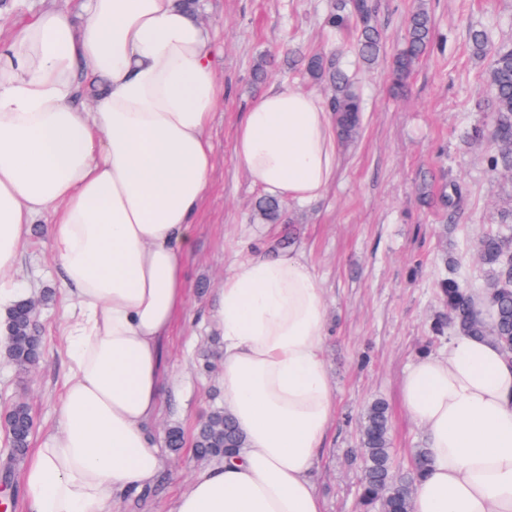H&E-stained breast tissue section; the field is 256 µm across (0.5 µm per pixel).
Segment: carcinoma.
<instances>
[{"label": "carcinoma", "mask_w": 512, "mask_h": 512, "mask_svg": "<svg viewBox=\"0 0 512 512\" xmlns=\"http://www.w3.org/2000/svg\"><path fill=\"white\" fill-rule=\"evenodd\" d=\"M357 25V46L366 63L374 62L384 42V32L375 20V8L370 0H336V12L327 24L338 31ZM433 45L431 17L421 2L410 14L403 47L393 60L390 70L392 85L402 89L415 64ZM307 69L316 78H326L333 87L329 111L335 113L339 137L350 141L361 129V103L352 87L348 72L339 58L314 56ZM493 93L494 107L487 128L473 131V136L487 138L490 150L485 156L489 169L512 172V45L502 44L492 55L487 71ZM477 263L487 275L474 283L461 284L456 268L438 282L439 296L448 308V316L435 321L432 335L442 338L450 333L474 337H491L509 355L512 353V226L488 229L477 238ZM5 355L11 363L26 369L38 364L45 355L43 336L31 322V313L24 300L16 302L4 320ZM12 448L6 462L4 481L11 482L12 462L22 458L29 446L34 422L23 404L12 407L4 418ZM193 446L207 458H222L241 447V439L224 410L216 409L197 430ZM359 448L364 464L358 507L360 512H411L410 500L415 483L425 463L427 451L420 448L414 467L399 472L393 465L386 404L372 402L359 430Z\"/></svg>", "instance_id": "cac0c4a2"}]
</instances>
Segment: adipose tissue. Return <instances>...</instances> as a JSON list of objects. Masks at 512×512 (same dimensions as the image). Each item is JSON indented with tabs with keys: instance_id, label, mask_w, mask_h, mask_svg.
I'll return each instance as SVG.
<instances>
[{
	"instance_id": "adipose-tissue-1",
	"label": "adipose tissue",
	"mask_w": 512,
	"mask_h": 512,
	"mask_svg": "<svg viewBox=\"0 0 512 512\" xmlns=\"http://www.w3.org/2000/svg\"><path fill=\"white\" fill-rule=\"evenodd\" d=\"M216 49L183 0H41L0 39V312L21 298L19 252L43 220L75 306L58 428L24 473L32 512H112L163 469L161 340L186 309L224 98ZM233 153L264 193L305 206L336 177V124L315 94L273 87ZM208 324L244 445L198 472L172 512H324L314 470L336 399L314 268L299 253L237 261ZM402 401L429 451L412 512H512V363L499 346L449 337L407 371Z\"/></svg>"
}]
</instances>
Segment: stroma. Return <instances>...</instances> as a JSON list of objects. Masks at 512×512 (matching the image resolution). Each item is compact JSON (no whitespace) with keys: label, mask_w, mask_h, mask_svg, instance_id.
Segmentation results:
<instances>
[{"label":"stroma","mask_w":512,"mask_h":512,"mask_svg":"<svg viewBox=\"0 0 512 512\" xmlns=\"http://www.w3.org/2000/svg\"><path fill=\"white\" fill-rule=\"evenodd\" d=\"M418 1L375 0L386 40L368 65L356 54L355 28L338 33L328 27L335 0H199L200 20L219 36L215 67L224 99L211 128L213 165L184 262L186 313L161 343L166 396L154 423L158 438L177 429L184 440L180 448H163L165 472L156 486L119 498L114 512H170L193 474L205 468L192 450L193 437L223 400L207 310L235 260L252 253H303L324 293V360L336 396L315 473L324 512H359L358 429L372 401L388 407L397 466L409 467L414 450L423 447V429L405 410L401 385L426 353L430 323L445 312L436 286L444 261H458L461 277L473 276L475 242L463 228L477 232L512 221V175L490 171L488 142L470 137L472 128L488 124L492 93L486 81L491 57L474 54L468 40L472 28L487 30L493 48L512 40V0H422L434 45L404 90L395 92L390 64ZM312 55L339 56L353 75L364 106L362 128L356 139L340 143L336 178L317 202L280 201L277 217L268 219L258 209L263 192L234 159L236 129L253 97L271 85L328 98L329 81L307 74L300 63ZM453 184L460 202L451 214L441 196ZM21 264L31 299L54 294L39 308L46 356L24 371L0 357V414L26 403L35 448L57 427L69 299L44 230L27 237Z\"/></svg>","instance_id":"stroma-1"}]
</instances>
